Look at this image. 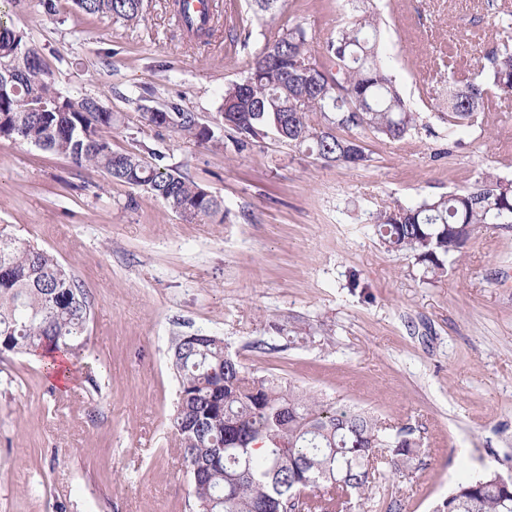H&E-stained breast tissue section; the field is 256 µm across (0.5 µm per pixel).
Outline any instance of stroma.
<instances>
[{"label":"stroma","mask_w":512,"mask_h":512,"mask_svg":"<svg viewBox=\"0 0 512 512\" xmlns=\"http://www.w3.org/2000/svg\"><path fill=\"white\" fill-rule=\"evenodd\" d=\"M380 50L430 132L397 143L357 136L367 168L330 165L267 138L237 153L156 127L144 106L215 117L278 28L300 24L320 52L342 0H218L207 42L174 25L172 0H144L135 25L71 0H0L66 95L117 118L112 147L173 168L221 199V224H190L151 193L64 156L0 138V233L47 249L85 290L91 316L69 391L42 357L0 355V512H193L174 446L175 341L208 333L248 370L413 428L425 452L364 512H435L462 481L512 476V224L477 228L438 280L382 243L369 215L512 178V97L453 139L432 98L448 74L473 79L503 36L485 0H373ZM246 34L233 41L229 28ZM300 344L290 343L293 335Z\"/></svg>","instance_id":"1"}]
</instances>
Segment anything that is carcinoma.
<instances>
[{
  "label": "carcinoma",
  "mask_w": 512,
  "mask_h": 512,
  "mask_svg": "<svg viewBox=\"0 0 512 512\" xmlns=\"http://www.w3.org/2000/svg\"><path fill=\"white\" fill-rule=\"evenodd\" d=\"M349 2V21L318 55L301 24L265 41L248 76L224 89V147L242 152L275 131L299 152L362 168L372 162V152L353 132L367 130L395 143L431 131L406 104L379 53L380 17ZM73 3L87 15L125 22L139 21L143 11V0ZM301 60L312 66L307 81L297 76ZM13 62L21 72L14 89L0 92V138L143 188L190 223H224L223 202L199 183L152 167L137 153L112 149V112L97 98L62 94L25 36L0 22V66ZM446 83L445 111L437 118L451 138L477 113L512 97V47L504 43L491 51L480 79L461 84L450 72ZM149 120L201 143L211 140L210 130L179 108L152 109ZM370 221L389 249L411 253L426 273L442 278L477 227L512 224V179L487 172L468 187L385 208ZM90 314L84 289L52 253L0 234L1 353L72 352L82 345ZM175 347L179 400L173 429L196 512H292L288 502L301 488L321 490L303 502L304 512L342 510L344 494L369 500L385 473L401 477L418 457L420 443L412 433L256 375L218 336L202 333ZM259 443L265 452L258 456L253 447ZM443 512H512V483L501 486L494 472L460 483Z\"/></svg>",
  "instance_id": "cac0c4a2"
}]
</instances>
